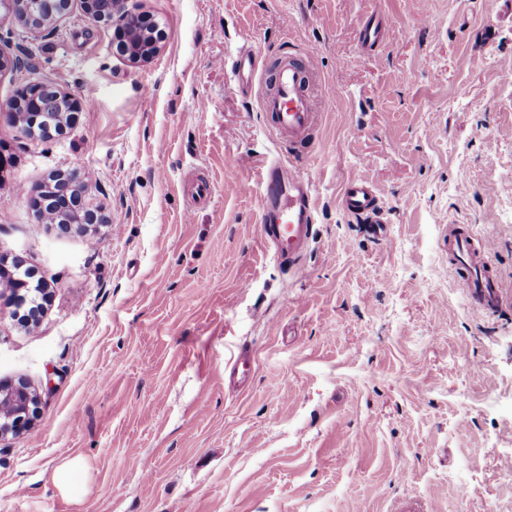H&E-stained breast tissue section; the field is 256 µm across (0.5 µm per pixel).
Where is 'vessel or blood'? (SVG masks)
Instances as JSON below:
<instances>
[{
	"label": "vessel or blood",
	"mask_w": 512,
	"mask_h": 512,
	"mask_svg": "<svg viewBox=\"0 0 512 512\" xmlns=\"http://www.w3.org/2000/svg\"><path fill=\"white\" fill-rule=\"evenodd\" d=\"M383 18L373 14L359 25V45L367 49L382 37ZM231 72L240 91H249L254 79H261L266 89L261 97V110L267 127L276 136L287 139L289 146L310 143L320 123L313 98L308 93L309 72L300 57L291 55L275 63H267L258 51L248 47L237 52ZM305 155L294 157L291 167L276 160H261L259 181L263 188L260 201V235L265 244L275 249L276 257L287 263L294 275L306 272L303 256L317 222L310 182L301 174ZM344 211L369 220L377 218V197L372 185L364 181L349 182L340 196ZM494 244L488 239H474L462 225L448 227V256L454 262L472 299L482 310L493 312L507 299L492 269L490 258Z\"/></svg>",
	"instance_id": "b4317fda"
}]
</instances>
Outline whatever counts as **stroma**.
<instances>
[{
    "label": "stroma",
    "mask_w": 512,
    "mask_h": 512,
    "mask_svg": "<svg viewBox=\"0 0 512 512\" xmlns=\"http://www.w3.org/2000/svg\"><path fill=\"white\" fill-rule=\"evenodd\" d=\"M137 7L163 32L141 64L79 0L42 30L0 6V265L48 290L27 326L0 278V380L39 398L0 438V512H512V305L474 306L446 245L452 224L490 238L512 295V0ZM375 12L384 35L360 51ZM247 42L316 77L302 278L259 233L257 161L290 154L230 80ZM28 85L78 99L75 124L22 134L6 107ZM56 171L105 223L36 219L26 193ZM353 179L378 223L342 210Z\"/></svg>",
    "instance_id": "1"
}]
</instances>
